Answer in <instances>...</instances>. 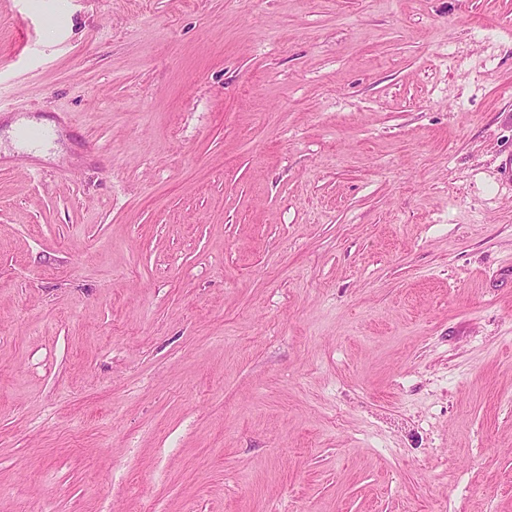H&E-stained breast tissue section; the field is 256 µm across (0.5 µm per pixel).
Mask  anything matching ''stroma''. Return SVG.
I'll use <instances>...</instances> for the list:
<instances>
[{
	"instance_id": "1",
	"label": "stroma",
	"mask_w": 512,
	"mask_h": 512,
	"mask_svg": "<svg viewBox=\"0 0 512 512\" xmlns=\"http://www.w3.org/2000/svg\"><path fill=\"white\" fill-rule=\"evenodd\" d=\"M0 512H512V0H0Z\"/></svg>"
}]
</instances>
